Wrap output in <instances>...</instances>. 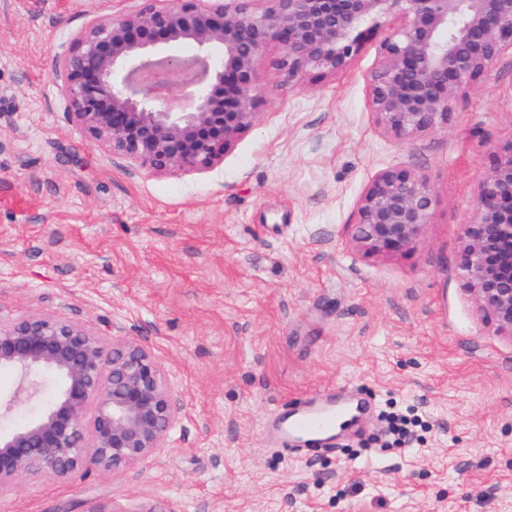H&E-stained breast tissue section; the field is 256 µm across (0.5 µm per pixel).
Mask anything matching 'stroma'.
<instances>
[{"label":"stroma","instance_id":"35a3bbf8","mask_svg":"<svg viewBox=\"0 0 512 512\" xmlns=\"http://www.w3.org/2000/svg\"><path fill=\"white\" fill-rule=\"evenodd\" d=\"M142 0H0V320L48 314L151 350L183 405L167 448L112 476L26 477L0 512H512V338L464 288L463 227L512 143V50L402 144L369 102L384 31L347 71L257 63L255 124L223 164L147 175L68 121L56 62L101 14ZM434 194L409 251L351 241L378 172ZM349 388L422 417L381 445L376 412L336 449L292 455L273 411Z\"/></svg>","mask_w":512,"mask_h":512}]
</instances>
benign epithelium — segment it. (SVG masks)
<instances>
[{"mask_svg": "<svg viewBox=\"0 0 512 512\" xmlns=\"http://www.w3.org/2000/svg\"><path fill=\"white\" fill-rule=\"evenodd\" d=\"M95 18L58 61L67 116L104 151L149 174L209 171L257 119V59L282 49L288 77L341 73L370 30L388 33L369 80L384 133L401 143L448 126L464 89L512 50V0H175ZM190 45L186 57L176 49ZM179 89L187 106L175 104ZM426 178L404 168L378 173L361 195L351 237L366 253L408 251L430 223ZM458 269L477 309L512 338V143L483 178L463 228ZM0 368L13 370L11 412L59 386L42 414L0 432V493L22 477L65 481L85 468L114 475L167 447L182 411L155 356L130 337L103 336L48 315L0 321Z\"/></svg>", "mask_w": 512, "mask_h": 512, "instance_id": "benign-epithelium-1", "label": "benign epithelium"}]
</instances>
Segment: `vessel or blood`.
<instances>
[{"label":"vessel or blood","instance_id":"obj_1","mask_svg":"<svg viewBox=\"0 0 512 512\" xmlns=\"http://www.w3.org/2000/svg\"><path fill=\"white\" fill-rule=\"evenodd\" d=\"M365 411V403L356 396L338 398L320 393L308 398L301 408L278 417L274 428L292 451L308 444L329 448L342 421L360 417Z\"/></svg>","mask_w":512,"mask_h":512}]
</instances>
